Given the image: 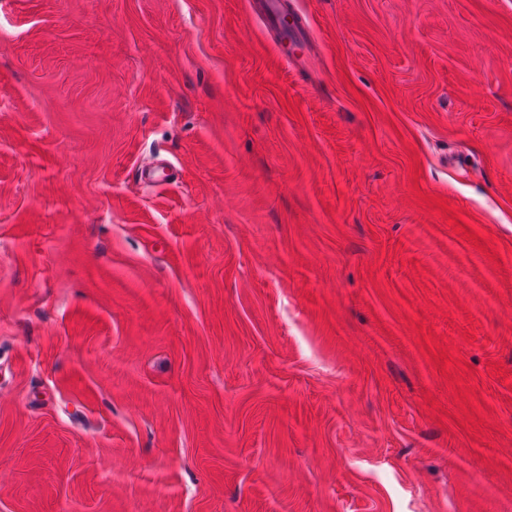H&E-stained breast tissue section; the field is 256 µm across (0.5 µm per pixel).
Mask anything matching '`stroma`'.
Here are the masks:
<instances>
[{"instance_id": "stroma-1", "label": "stroma", "mask_w": 512, "mask_h": 512, "mask_svg": "<svg viewBox=\"0 0 512 512\" xmlns=\"http://www.w3.org/2000/svg\"><path fill=\"white\" fill-rule=\"evenodd\" d=\"M296 8L0 0V512H512V0ZM248 4L250 14L262 22L284 60L303 70L312 81L317 74L313 39L308 27L296 17L293 2L288 5L287 0H249ZM288 43L295 47L289 55L281 49ZM177 167L168 159L159 157L152 163L140 164L136 171L137 180L148 187L171 185L176 182Z\"/></svg>"}]
</instances>
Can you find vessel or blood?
<instances>
[{"mask_svg": "<svg viewBox=\"0 0 512 512\" xmlns=\"http://www.w3.org/2000/svg\"><path fill=\"white\" fill-rule=\"evenodd\" d=\"M249 11L262 22L277 46L293 45L294 50L286 55V62L303 70L308 78H315L317 68L312 35L298 20L293 5L288 0H249ZM176 173V166L163 157L140 164L135 171L140 183L154 188L175 183Z\"/></svg>", "mask_w": 512, "mask_h": 512, "instance_id": "obj_1", "label": "vessel or blood"}]
</instances>
